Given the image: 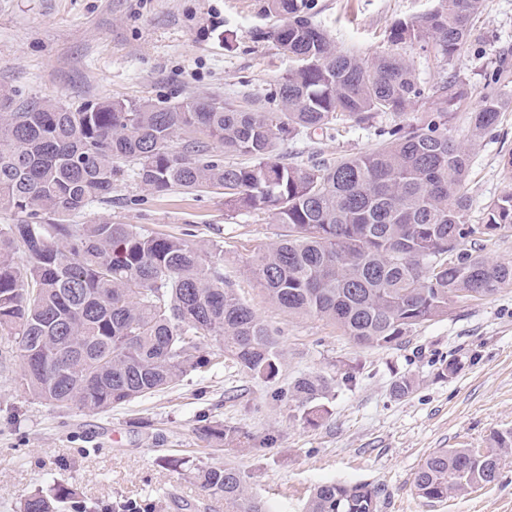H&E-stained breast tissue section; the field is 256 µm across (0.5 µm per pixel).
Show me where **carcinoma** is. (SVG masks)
<instances>
[{
	"label": "carcinoma",
	"instance_id": "1",
	"mask_svg": "<svg viewBox=\"0 0 512 512\" xmlns=\"http://www.w3.org/2000/svg\"><path fill=\"white\" fill-rule=\"evenodd\" d=\"M484 0L437 5L389 28V49L364 61L336 48L313 21L315 0H265L285 21L257 36L290 65L271 90L268 109L243 110L221 97L179 102L106 99L65 104L0 96V336L22 362L21 385L58 408L105 412L167 389L228 360L271 379L280 349L274 330L224 281V246L210 260L185 239L134 224L81 217L112 201L118 177L158 194L219 190L224 210L259 211L281 225L278 239L248 267L274 306L315 317L369 348H397L421 325L491 296L512 282V263L483 254L484 237L512 231V193L487 206L485 232L468 221L470 153L453 135L468 90L454 76L426 91L399 49L432 46L448 60L473 36ZM469 113L471 136L493 129L512 99L509 75ZM420 122H399L420 101ZM396 123L365 153L333 162L285 164L279 145L344 123ZM182 141L181 150L173 148ZM248 157L226 165L212 146ZM331 386L303 375L288 398L312 422L326 413ZM236 430L203 426L212 445ZM512 430L491 437L487 455L441 448L415 472L417 495L444 501L501 477ZM202 496L224 499V512H274L248 494L230 466L198 464ZM366 483L324 482L304 512H377ZM87 512L75 491L50 484L19 512ZM149 499H119L112 512H156Z\"/></svg>",
	"mask_w": 512,
	"mask_h": 512
}]
</instances>
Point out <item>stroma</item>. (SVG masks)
<instances>
[{"instance_id": "obj_1", "label": "stroma", "mask_w": 512, "mask_h": 512, "mask_svg": "<svg viewBox=\"0 0 512 512\" xmlns=\"http://www.w3.org/2000/svg\"><path fill=\"white\" fill-rule=\"evenodd\" d=\"M314 21L339 50L371 58L387 50L386 34L400 18L417 16L436 0H315ZM264 0H0V94L20 101L153 100L221 96L245 108L263 106L289 61L269 40L253 38L275 25ZM234 31L225 47V31ZM419 81L434 89L449 76L467 86L479 108L493 72H512V0H486L469 50L453 60L432 49L407 47ZM344 125L302 136L279 149L283 162L332 161L376 147L379 127ZM472 169L469 221L484 223L488 204L512 182L502 155L512 150V104L498 126L466 138ZM102 217L149 231L224 247V278L280 332L278 373L263 381L232 363L185 378L148 398L105 413H62L39 403L19 384L18 357L0 363V512L52 480L72 484L93 512H112L116 498L154 497L158 512H224L203 500L194 481L167 469L168 455L226 465L246 476L250 494L275 512H303L312 490L328 481L368 483L381 492L379 512H512V455L497 484L441 502L413 488L422 461L440 448H486L494 433L512 430V282L469 302L448 318L417 328L395 349L362 348L324 321L288 318L247 276L251 261L279 231L260 212L226 214L224 197L152 193L122 180L111 203L91 208ZM455 362L445 376L442 365ZM357 374L344 385V372ZM324 375L337 386L317 424L301 418L285 392L300 375ZM415 379L398 399L391 386ZM220 421L238 432L221 450L201 453L200 426Z\"/></svg>"}]
</instances>
